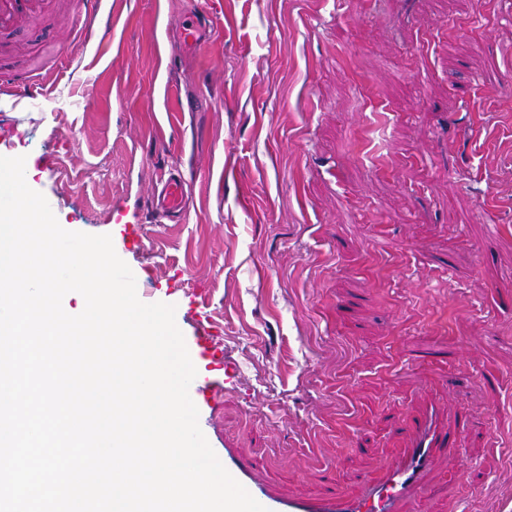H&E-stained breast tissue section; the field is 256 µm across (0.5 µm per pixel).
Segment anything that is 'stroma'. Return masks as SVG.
<instances>
[{
  "label": "stroma",
  "instance_id": "obj_1",
  "mask_svg": "<svg viewBox=\"0 0 512 512\" xmlns=\"http://www.w3.org/2000/svg\"><path fill=\"white\" fill-rule=\"evenodd\" d=\"M103 7L105 42L0 40V156L175 305L213 450L261 493L354 494L435 402L469 430L412 512H512V0H210L173 56L190 0ZM66 45L46 97L7 94ZM172 166L183 224L152 203Z\"/></svg>",
  "mask_w": 512,
  "mask_h": 512
}]
</instances>
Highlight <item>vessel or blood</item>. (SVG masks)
<instances>
[{
	"instance_id": "b4317fda",
	"label": "vessel or blood",
	"mask_w": 512,
	"mask_h": 512,
	"mask_svg": "<svg viewBox=\"0 0 512 512\" xmlns=\"http://www.w3.org/2000/svg\"><path fill=\"white\" fill-rule=\"evenodd\" d=\"M78 23L83 28L98 27L104 32L112 30V15L103 8V0H80ZM48 0H0V34L24 28L48 11ZM46 91L44 79L26 74L12 87L17 99L38 100ZM156 212L168 221L182 223L186 218L185 183L177 168H170L162 181V188L154 196ZM468 429L467 417H460L456 431L439 426L435 413H428L413 425L412 446L404 459L391 467L383 480L364 483L358 495L348 496L339 491L302 501H280L261 498L268 512H398V507L421 487L434 465L433 451L453 448ZM227 471L246 489L253 490L251 463L243 457L224 456Z\"/></svg>"
}]
</instances>
